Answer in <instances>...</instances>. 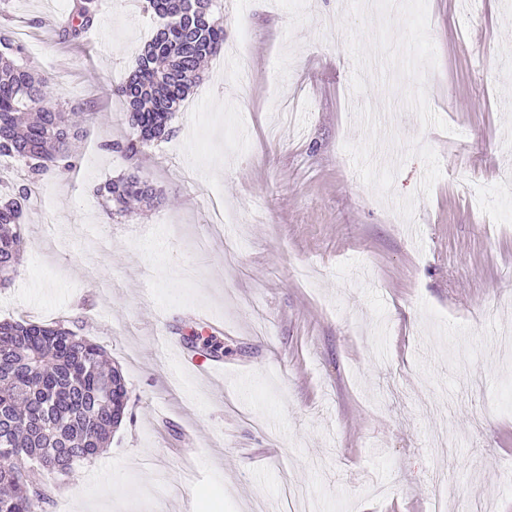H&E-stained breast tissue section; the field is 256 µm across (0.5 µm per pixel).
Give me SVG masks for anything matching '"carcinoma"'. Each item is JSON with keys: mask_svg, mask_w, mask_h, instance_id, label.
Instances as JSON below:
<instances>
[{"mask_svg": "<svg viewBox=\"0 0 512 512\" xmlns=\"http://www.w3.org/2000/svg\"><path fill=\"white\" fill-rule=\"evenodd\" d=\"M216 0H148L163 23L138 55L117 94L126 106L129 137L108 144L128 160L170 133L172 113L200 79L204 62L224 46ZM95 0H74L64 37L79 41L94 25ZM24 46L0 34V156L22 163L20 177L0 186V284L10 282L24 249L23 224L32 194L50 175L71 172L84 127L71 115L83 108L63 100L52 78L19 62ZM118 214L132 201L153 205L160 193L135 175L105 186ZM123 377L104 350L62 322L0 321V426H11L9 459L0 458V512H41L53 488L43 472L68 474L106 450L128 393L112 392Z\"/></svg>", "mask_w": 512, "mask_h": 512, "instance_id": "1", "label": "carcinoma"}]
</instances>
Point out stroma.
Segmentation results:
<instances>
[{"label":"stroma","mask_w":512,"mask_h":512,"mask_svg":"<svg viewBox=\"0 0 512 512\" xmlns=\"http://www.w3.org/2000/svg\"><path fill=\"white\" fill-rule=\"evenodd\" d=\"M72 3L0 0L24 64L91 109L76 169L27 212L0 320L80 328L129 408L98 457L44 475L48 512H287L290 485L316 512H412L438 471L447 512H512V353L493 345L512 222L486 196L512 195V0H224L223 51L136 168L106 148L127 133L114 90L159 21L97 0L67 42ZM132 171L162 202L109 214L97 188ZM213 355L220 383L192 365Z\"/></svg>","instance_id":"stroma-1"}]
</instances>
